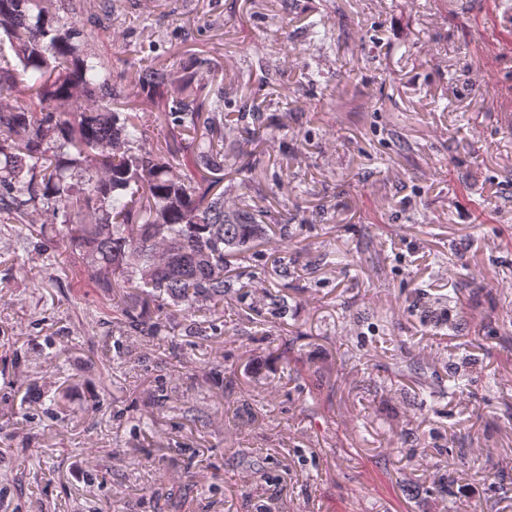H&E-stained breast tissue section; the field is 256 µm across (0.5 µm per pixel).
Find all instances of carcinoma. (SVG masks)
Here are the masks:
<instances>
[{"mask_svg": "<svg viewBox=\"0 0 512 512\" xmlns=\"http://www.w3.org/2000/svg\"><path fill=\"white\" fill-rule=\"evenodd\" d=\"M85 0H0V45L15 64L0 66V94L23 103L0 110V212L22 217L41 204L54 232L79 247L82 272L110 293L132 290L120 309L130 335L166 332L151 305L215 308L235 281L226 264L250 251L267 232L259 211L228 205L214 192L225 167L241 173L248 161L226 163L218 148L236 140L224 124V91L216 96L154 66L138 73L139 94L127 111L111 68L96 50L98 21L79 23ZM156 112L169 135L143 146L142 114ZM398 374L435 393L420 362L407 357ZM448 394L469 385L448 358Z\"/></svg>", "mask_w": 512, "mask_h": 512, "instance_id": "obj_1", "label": "carcinoma"}]
</instances>
